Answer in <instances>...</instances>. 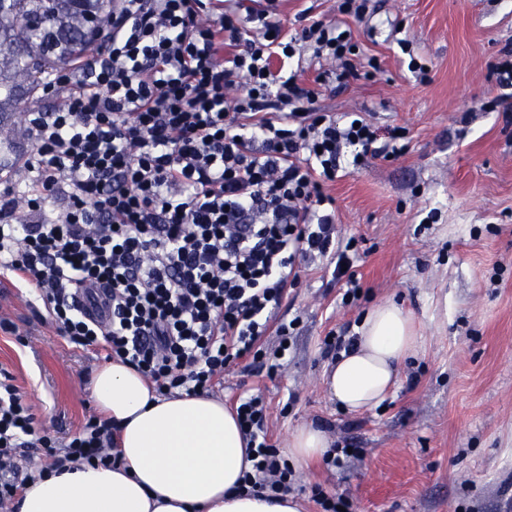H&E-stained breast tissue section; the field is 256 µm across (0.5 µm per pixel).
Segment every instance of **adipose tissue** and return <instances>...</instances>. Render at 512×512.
<instances>
[{
    "label": "adipose tissue",
    "instance_id": "1",
    "mask_svg": "<svg viewBox=\"0 0 512 512\" xmlns=\"http://www.w3.org/2000/svg\"><path fill=\"white\" fill-rule=\"evenodd\" d=\"M419 346L411 316L397 303L374 305L354 345L330 368L328 390L348 412L373 409ZM90 393L117 427L121 464L75 462L61 473L35 477L16 512H301L291 493L273 498L237 493L253 462L236 413L223 400L159 395L137 370L117 360L96 369ZM329 447L323 430L306 425L290 435L285 454L302 464L324 457Z\"/></svg>",
    "mask_w": 512,
    "mask_h": 512
}]
</instances>
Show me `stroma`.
<instances>
[{"instance_id":"1","label":"stroma","mask_w":512,"mask_h":512,"mask_svg":"<svg viewBox=\"0 0 512 512\" xmlns=\"http://www.w3.org/2000/svg\"><path fill=\"white\" fill-rule=\"evenodd\" d=\"M373 36L358 35L371 78L327 88L321 107L360 112L406 132L407 153L380 158L333 183L342 237L355 238L360 293L352 305L317 265L302 266L279 319L299 318L288 362L274 376L238 361L215 393L246 389L269 407L270 435L311 423L333 446L357 449L335 468L295 466L304 512H322L310 488L344 496L351 512H512V127L481 111L498 90L489 65L512 42V0H373ZM412 44L404 55L399 40ZM427 82L407 69L410 56ZM469 124H461L465 111ZM436 223H425L429 210ZM409 311L423 337L381 407L349 413L323 383L329 332L360 326L375 303ZM0 373L13 377L39 427L65 445L95 414L89 382L104 363L70 344L41 301L0 282Z\"/></svg>"}]
</instances>
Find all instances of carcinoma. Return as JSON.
Instances as JSON below:
<instances>
[{
	"mask_svg": "<svg viewBox=\"0 0 512 512\" xmlns=\"http://www.w3.org/2000/svg\"><path fill=\"white\" fill-rule=\"evenodd\" d=\"M111 0H0V112H10L50 75L71 63L107 27ZM33 17L46 19L35 32Z\"/></svg>",
	"mask_w": 512,
	"mask_h": 512,
	"instance_id": "1",
	"label": "carcinoma"
}]
</instances>
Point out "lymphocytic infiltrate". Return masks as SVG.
I'll list each match as a JSON object with an SVG mask.
<instances>
[{"mask_svg": "<svg viewBox=\"0 0 512 512\" xmlns=\"http://www.w3.org/2000/svg\"><path fill=\"white\" fill-rule=\"evenodd\" d=\"M115 2L101 46L51 76L56 108L25 115L27 215L0 218V271L35 288L61 335L160 394L212 391L244 358L275 373L262 339L298 326L274 319L297 258L327 261L343 303L358 294L328 184L405 149L396 127L319 105L323 88L358 75L349 23L370 18V0H338L329 21L304 9L292 34L279 0ZM491 75L500 93L486 108L512 126L511 47ZM236 413L254 458L240 491H291L263 397H239ZM115 447L111 422L92 415L57 451L0 380V505L26 483L19 457L38 454L46 473L114 467Z\"/></svg>", "mask_w": 512, "mask_h": 512, "instance_id": "f902f5d3", "label": "lymphocytic infiltrate"}]
</instances>
